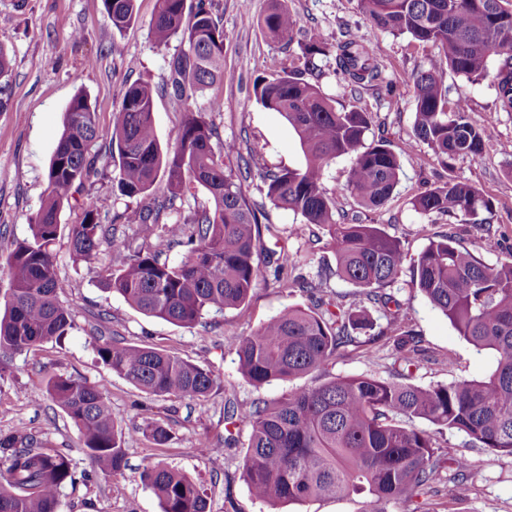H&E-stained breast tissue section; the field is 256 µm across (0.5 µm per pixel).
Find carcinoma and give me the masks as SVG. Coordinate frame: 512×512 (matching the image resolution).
<instances>
[{
    "instance_id": "carcinoma-1",
    "label": "carcinoma",
    "mask_w": 512,
    "mask_h": 512,
    "mask_svg": "<svg viewBox=\"0 0 512 512\" xmlns=\"http://www.w3.org/2000/svg\"><path fill=\"white\" fill-rule=\"evenodd\" d=\"M112 24L122 29L135 18V0H102ZM378 28L405 34L438 49L441 58L413 76L415 142L427 145L446 166L458 156H481L492 131L474 125L464 96L448 102L444 74L450 69L469 80L493 74L500 108L512 112V0H359ZM257 26L271 39L297 44L304 69L320 79L329 70L352 89L378 87L382 71L367 44L345 32L334 44L298 38L297 17L287 0H269ZM151 32L159 46L174 37L180 48L168 60L161 92L184 109L181 122L162 147L154 125L155 90L128 85L112 111V146L117 148L113 185L120 195L141 202L161 174L168 195L155 208L136 206L121 218L139 225L140 243L108 236L96 204L83 208L69 228L76 261L97 258L104 242L112 247L116 268L102 288L121 295L143 314L193 326L210 311L244 305L261 276L255 251L257 221L243 184L250 165L238 173L224 157L239 152L219 142L207 113L193 108L196 98L224 82V30L214 18L213 0H156ZM280 59L257 79L254 91L264 108L279 113L299 138L306 163L262 176L263 190L277 207L293 211L305 224L326 227L336 257V276L366 289L367 299L384 310L387 325L375 328L365 311L341 302L316 300L312 307L288 306L248 336L234 340L244 378L255 386L324 370L329 359L349 345L366 346L396 332L401 371L397 378L331 377L290 391L269 404L228 402L224 441H199L207 454L224 452L233 429L249 428L242 476L253 497L270 505L310 499L361 495V512H390L425 494H438L443 469L454 475L453 498L464 500L470 486V461L449 456L433 435L414 425L425 420L440 429L464 434L470 444L512 456V260L495 266L446 235L429 241L410 265L411 283L444 314L468 343L496 355L493 371L481 380H458L422 387L410 382L426 359L420 340L409 329L401 305L385 288L395 283L407 261L401 242L374 224H349L336 217L334 193L324 184L327 167L338 157L350 159L342 191L360 205L384 206L396 189L401 165L386 143H367L365 113L340 111L319 85ZM97 112L88 98L76 95L66 111L47 172L45 197L30 218V236L6 258L11 298L0 297V377L9 360L44 342L59 341L73 327L79 304L60 300L54 269L59 217L75 184L90 176V149L99 138ZM205 189L212 207L194 210L173 224H159L166 212H181L192 189ZM421 214H438L464 223L488 224L491 201L469 182L450 179L411 199ZM162 226L166 247L184 248L172 264L152 245ZM99 360L112 373L156 397L202 400L219 385L212 371L149 346L94 339ZM46 395L81 430L92 472L110 477L126 466V432L112 416L105 389L71 375L56 374ZM162 446L170 440L163 426L144 421L130 429ZM159 498L162 512H208L202 490L181 473L160 464L140 474ZM69 454L43 446L35 433L0 432V512H58L62 489L76 486Z\"/></svg>"
}]
</instances>
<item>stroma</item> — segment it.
Returning a JSON list of instances; mask_svg holds the SVG:
<instances>
[{
  "label": "stroma",
  "mask_w": 512,
  "mask_h": 512,
  "mask_svg": "<svg viewBox=\"0 0 512 512\" xmlns=\"http://www.w3.org/2000/svg\"><path fill=\"white\" fill-rule=\"evenodd\" d=\"M267 5V0H251L245 11L240 0H215V14L224 29V82L215 92L223 105L210 110L208 97L202 96L194 107L208 113L221 140L239 144V155L226 161L232 169L248 159L274 171L304 163L294 130L278 113L265 109L254 94V82L267 73L271 60L288 52L287 46L267 38L255 23ZM154 7L155 0H137L135 20L119 30L102 0H0V48L11 58L9 82L0 90L5 102L0 109V255H7L15 241L30 234L29 219L41 205L66 108L77 94H86L95 107L100 129L91 149L95 172L83 186L71 189L70 204L60 214L64 231L55 246L60 298L66 303L78 301L81 307L64 342L50 341L10 360L9 371L0 380V431L42 432L45 447L67 449L75 473L88 470L80 430L44 397L50 375H72L106 389L120 427L130 429L148 418L167 428L172 439L159 447L132 433L125 442L123 474L64 488L60 512H162L159 499L140 479L143 468L157 462L192 479L204 491L209 512H360L356 498L276 507L255 499L242 477L248 429H240L235 445L221 455L202 454L197 446L205 435L224 438L225 398L243 405L255 400L274 402L288 391L320 383L319 374L311 373L253 386L240 374L231 342L250 335L284 307L312 304L318 295L355 307L364 305L362 289L335 275L334 251L321 227L302 223L292 211L276 207L261 192L259 175H252L245 191L259 218L257 250L265 279L242 307L209 311L202 324L193 327L146 316L119 294L101 288L102 277L112 265L110 247H103L90 264L73 259L65 228L80 221L86 203L97 201L100 221L107 226L129 204L112 189V110L128 84L161 86L168 74L167 62L179 47L175 39L165 47L155 43L150 27ZM288 8L306 36L320 41L332 43L345 28L358 29L381 65L385 81L393 85L392 93L386 94L373 89L353 92L332 76L319 81L337 109L367 114L368 140H386L403 167L390 201L370 210L342 193L350 160L337 158L325 177L326 186L336 193L337 212L397 237L412 258L430 238L445 234L486 264L512 258V112L500 110L491 78L472 82L446 74L449 100L466 96L471 122L491 128L494 136L480 157L459 156L439 165L427 146L410 144L415 112L411 77L438 58L437 49L377 28L365 19L358 0H288ZM451 178L475 185L492 200L491 223L462 224L452 217L413 210L410 200L415 194ZM283 247L297 256L299 264L280 274L275 253ZM299 276L312 283V290L294 287ZM390 292L401 301L411 329L427 352V362L413 374L414 384L427 387L479 380L493 370L494 354L477 350L461 337L412 288L409 273H402ZM99 332L210 368L220 387L195 402L147 395L102 364L93 346ZM397 369V352L390 343L369 351L355 346L340 349L327 366L333 376L377 379L390 378ZM433 435L444 451L466 455L471 462L467 474L471 493L461 502L450 499L446 512H512V456L471 447L463 434L448 429L434 430Z\"/></svg>",
  "instance_id": "obj_1"
}]
</instances>
